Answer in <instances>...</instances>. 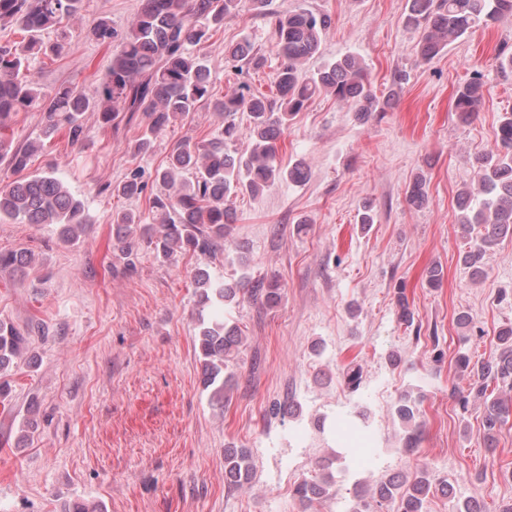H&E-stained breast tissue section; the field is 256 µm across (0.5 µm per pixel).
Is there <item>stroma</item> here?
Wrapping results in <instances>:
<instances>
[{"instance_id": "1", "label": "stroma", "mask_w": 512, "mask_h": 512, "mask_svg": "<svg viewBox=\"0 0 512 512\" xmlns=\"http://www.w3.org/2000/svg\"><path fill=\"white\" fill-rule=\"evenodd\" d=\"M140 4L83 0L63 53L47 63L31 59L39 84L95 94L112 49L92 41L89 30L103 17L124 30ZM272 7L330 14L308 69L357 55L380 96L394 71L405 72L396 105L362 123L334 97L315 98L277 143L282 163L305 162L304 183L282 179L258 195L234 197L238 220L215 258L179 254L165 262L142 244L131 268L112 247L113 211L148 214L160 190L155 173L172 147L186 136L210 137L218 116L201 106L192 122L167 128L137 157L129 145L143 130L139 117L112 128L89 112L82 144L70 145L62 133L46 143L32 169H54L83 201L89 223L68 243L53 224L0 221V250L25 248L35 257L25 276L0 271V320L27 338L4 374L11 390L0 408V512H66L75 502L99 512H301L291 488L313 475L332 446L316 421L351 400L369 408L383 446L377 462L351 464L343 497H352L356 483L425 467L454 487L452 496H429L428 512H457L470 499L497 512L512 501V422L487 448L479 405L460 407L450 394L468 384L454 367L459 336L469 333L477 361L496 352L500 327L512 324V240L487 253L486 276L473 282L461 260L456 206L458 192L477 183L475 155L493 146L500 117L512 111V81L492 65L500 44L512 45V17L475 27L425 62L416 53L419 32L402 22L407 0H273ZM244 36L266 62L239 75L224 47ZM207 58L215 96L244 83L274 97V30L251 0L225 18ZM477 71L485 96L465 121L453 96ZM135 168L143 194L112 195L111 185ZM418 175L429 201L415 208L406 192ZM367 203L375 220L364 230L358 215ZM434 265L443 278L430 288L426 273ZM199 267L228 282L274 275L284 290L275 307L226 306L242 344L222 404L203 388L195 347L204 311L193 281ZM400 287L415 314L410 328L395 315ZM462 311L473 318L466 331L456 324ZM316 343L322 356L311 350ZM352 368L361 375L354 393L345 383ZM418 387L426 392L425 434L406 454L394 404ZM275 400L297 405V417L269 418ZM27 420L33 428L24 441ZM231 446L252 451L253 478L239 488L224 484Z\"/></svg>"}]
</instances>
